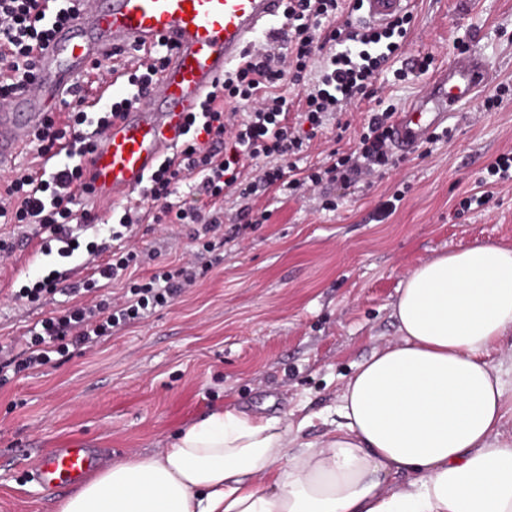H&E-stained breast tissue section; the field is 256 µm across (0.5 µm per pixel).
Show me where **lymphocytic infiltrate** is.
Masks as SVG:
<instances>
[{
    "instance_id": "obj_1",
    "label": "lymphocytic infiltrate",
    "mask_w": 512,
    "mask_h": 512,
    "mask_svg": "<svg viewBox=\"0 0 512 512\" xmlns=\"http://www.w3.org/2000/svg\"><path fill=\"white\" fill-rule=\"evenodd\" d=\"M354 0H287L288 36L247 52L193 115L180 151L167 158L143 188L142 201L126 206L110 236L121 244L112 255L95 249L100 259L94 276L79 288L92 294L101 280L120 281L123 294L111 305L80 304L40 320L28 330L21 355L0 362V381L8 374L33 371L50 354L68 356L87 350L104 337L169 303L199 276L223 262L211 236L220 230L226 197L246 199L258 189L289 193L328 185L371 183L393 165L388 138L395 106L371 113L360 126L353 150H332L318 166L298 167L323 130L326 117L337 116V129L350 126V106L376 95L374 80L402 54L411 32L412 14L398 17L386 29L354 26ZM74 7L48 14L42 0H0V104L29 89L35 79L37 49L46 47L55 25L71 20ZM166 57L154 50L126 59L128 83L135 91L101 105L94 113L68 111L66 120L50 119L33 135L41 153L63 148L51 170H15L0 176V220L31 224L56 237L69 225L87 230L95 218L80 209V166L95 150L96 137L113 116L137 104L156 83ZM195 179V201L172 202L181 183ZM192 224L195 243L189 258L164 267L149 278L126 277L139 253L129 242L139 224Z\"/></svg>"
}]
</instances>
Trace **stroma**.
I'll use <instances>...</instances> for the list:
<instances>
[{"instance_id": "obj_1", "label": "stroma", "mask_w": 512, "mask_h": 512, "mask_svg": "<svg viewBox=\"0 0 512 512\" xmlns=\"http://www.w3.org/2000/svg\"><path fill=\"white\" fill-rule=\"evenodd\" d=\"M412 12L410 44L377 75V98L354 105L357 123L379 103L400 106L419 93L426 74L394 75L419 55L438 68L475 48L496 82H512V0H414ZM448 127L425 143V155L406 156L372 185L258 195L251 207L267 210L268 221L225 243L223 265L196 287L97 348L1 385L0 512H57L61 493L42 492L31 464L73 439L114 459L153 453L175 431L229 406L292 421L311 416V440L333 428L347 377L395 334L392 305L406 275L465 243L512 246L510 185L488 205L448 217L479 192L486 166L512 152V99L493 112L473 101ZM401 187L396 212L378 220ZM328 197L336 210L324 209ZM1 239L17 245L0 263V357L8 359L24 348L29 326L75 299L59 293L16 304L14 290L57 268V257L11 224L0 223ZM136 243L162 263L192 248L180 224H142Z\"/></svg>"}]
</instances>
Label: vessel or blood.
<instances>
[{"instance_id": "vessel-or-blood-1", "label": "vessel or blood", "mask_w": 512, "mask_h": 512, "mask_svg": "<svg viewBox=\"0 0 512 512\" xmlns=\"http://www.w3.org/2000/svg\"><path fill=\"white\" fill-rule=\"evenodd\" d=\"M410 0H359V14L381 30L406 12ZM284 0H77L74 20L56 27L48 45L35 53L33 89L0 106V171H8L33 133L56 107L79 94V80L93 63L129 50L170 48L155 89L141 103L114 117L89 160L82 165V200L131 199L185 138L188 116L245 52L278 35ZM486 57L471 49L437 70L424 91L402 108L392 128L398 152L430 140L449 118L490 82ZM125 73L112 70L86 97L93 108L123 90ZM97 449L76 441L48 449L36 480L56 491L82 480L96 465Z\"/></svg>"}]
</instances>
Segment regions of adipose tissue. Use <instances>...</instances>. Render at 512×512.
I'll use <instances>...</instances> for the list:
<instances>
[{
	"label": "adipose tissue",
	"instance_id": "obj_1",
	"mask_svg": "<svg viewBox=\"0 0 512 512\" xmlns=\"http://www.w3.org/2000/svg\"><path fill=\"white\" fill-rule=\"evenodd\" d=\"M396 337L358 363L320 439L216 410L159 451L101 463L58 512H512V247L474 242L406 276ZM501 353L496 357L494 364L498 369L511 397L512 389V334L508 332L502 339Z\"/></svg>",
	"mask_w": 512,
	"mask_h": 512
}]
</instances>
